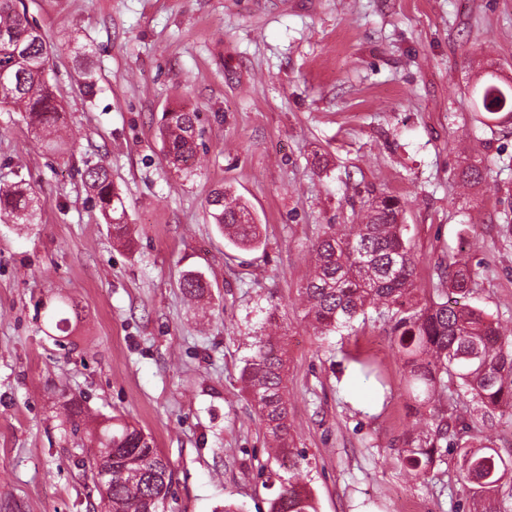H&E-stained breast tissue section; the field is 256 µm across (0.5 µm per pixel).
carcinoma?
<instances>
[{
    "mask_svg": "<svg viewBox=\"0 0 512 512\" xmlns=\"http://www.w3.org/2000/svg\"><path fill=\"white\" fill-rule=\"evenodd\" d=\"M50 57V43L21 0H0V109L23 113L40 147L56 151L66 140L49 79ZM485 76L484 83L471 89L476 107L492 113V103L500 102L503 93L504 111L511 115L512 81L493 71ZM195 120L193 112H167L159 127L166 159L185 174L192 173L196 163ZM83 176L113 238L129 241L126 206L110 167L88 165ZM32 201L28 186L0 185V218L32 223ZM208 206L212 223L228 242L245 251L261 245V225L245 201L222 189L212 193ZM404 231L402 208L393 197L370 204L359 224L329 225L313 245V270L299 292L304 316L314 330L327 336L354 329V321L369 309L387 315L403 364L409 409L416 418L401 455L408 476L427 480L446 463L451 448L457 452L459 478L471 495L472 512H505L500 492L504 481L512 480V456L503 457L487 437L464 435L457 424L464 397L487 415L512 411V327L464 302L471 271L463 258L453 263L446 287L436 289L434 297H420L415 258ZM180 287L189 298L199 299L209 283L189 271L182 275ZM74 307L71 300L57 301L48 323L66 332L68 312ZM286 354L279 337L261 334L240 372L271 443L275 469L268 480L276 491L268 499L267 512H319L318 500L302 477L306 453L296 446L292 432ZM352 362L357 365L354 376L388 391V372L376 357ZM78 447L81 466L92 478L112 472L110 512H167L174 472L142 431L112 417L87 433Z\"/></svg>",
    "mask_w": 512,
    "mask_h": 512,
    "instance_id": "1",
    "label": "carcinoma"
}]
</instances>
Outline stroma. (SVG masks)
Masks as SVG:
<instances>
[{
  "instance_id": "35a3bbf8",
  "label": "stroma",
  "mask_w": 512,
  "mask_h": 512,
  "mask_svg": "<svg viewBox=\"0 0 512 512\" xmlns=\"http://www.w3.org/2000/svg\"><path fill=\"white\" fill-rule=\"evenodd\" d=\"M52 46L63 158L0 111V184L27 183L35 223L0 221V512H94L81 466L86 426L118 415L171 464L170 512H266V438L239 379L271 305L289 358L298 447L320 512H470L456 453L429 480L406 479L403 370L378 312L351 334L321 337L299 290L329 224L358 223L381 197L404 207L425 293L469 253V305L512 321V121L484 119L471 88L484 70L512 80V0H25ZM96 84L85 97V79ZM197 115L192 175L165 158L169 111ZM112 167L133 245L112 238L82 178ZM485 181L463 185L468 165ZM230 188L262 244H228L209 217ZM210 285L202 303L183 272ZM77 306L70 334L46 305ZM386 366L388 404L355 380L350 355ZM458 412L512 454V418Z\"/></svg>"
}]
</instances>
